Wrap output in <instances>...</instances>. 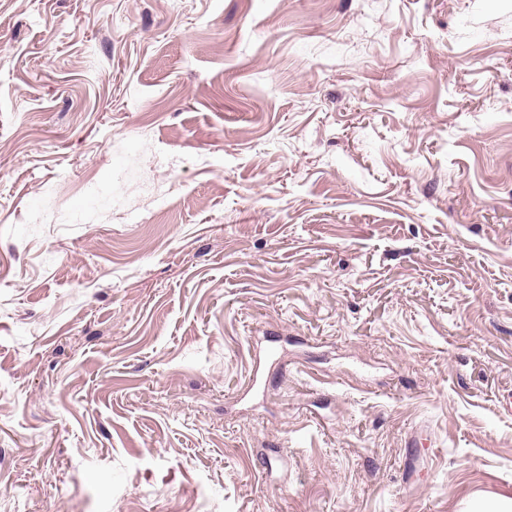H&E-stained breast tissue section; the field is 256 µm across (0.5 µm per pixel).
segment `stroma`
I'll use <instances>...</instances> for the list:
<instances>
[{
    "label": "stroma",
    "instance_id": "obj_1",
    "mask_svg": "<svg viewBox=\"0 0 512 512\" xmlns=\"http://www.w3.org/2000/svg\"><path fill=\"white\" fill-rule=\"evenodd\" d=\"M0 512H512V0H0Z\"/></svg>",
    "mask_w": 512,
    "mask_h": 512
}]
</instances>
